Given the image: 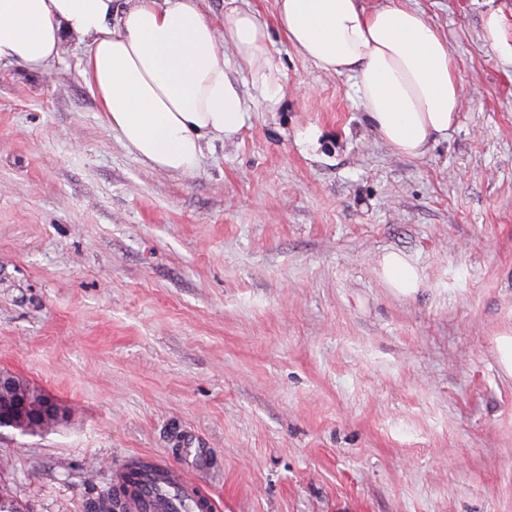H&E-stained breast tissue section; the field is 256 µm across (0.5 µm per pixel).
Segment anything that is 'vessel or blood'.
Here are the masks:
<instances>
[{"label":"vessel or blood","mask_w":512,"mask_h":512,"mask_svg":"<svg viewBox=\"0 0 512 512\" xmlns=\"http://www.w3.org/2000/svg\"><path fill=\"white\" fill-rule=\"evenodd\" d=\"M175 460L150 458L149 468L139 470L136 484L122 501L123 512H170L182 501V512H218L219 503L205 478L216 466L208 448L194 447L190 438H181Z\"/></svg>","instance_id":"obj_1"}]
</instances>
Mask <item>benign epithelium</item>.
<instances>
[{"instance_id":"benign-epithelium-1","label":"benign epithelium","mask_w":512,"mask_h":512,"mask_svg":"<svg viewBox=\"0 0 512 512\" xmlns=\"http://www.w3.org/2000/svg\"><path fill=\"white\" fill-rule=\"evenodd\" d=\"M7 406L0 407V429L27 431L39 426L55 427L66 416V409L53 399L38 394L16 375L0 371V397Z\"/></svg>"}]
</instances>
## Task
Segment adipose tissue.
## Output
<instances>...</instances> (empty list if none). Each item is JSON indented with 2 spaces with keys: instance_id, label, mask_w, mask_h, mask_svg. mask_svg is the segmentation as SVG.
<instances>
[{
  "instance_id": "ef3b65f1",
  "label": "adipose tissue",
  "mask_w": 512,
  "mask_h": 512,
  "mask_svg": "<svg viewBox=\"0 0 512 512\" xmlns=\"http://www.w3.org/2000/svg\"><path fill=\"white\" fill-rule=\"evenodd\" d=\"M203 0H0V64L44 73L73 38L81 75L108 126L149 166L183 172L212 140L235 137L251 108L231 78L244 65L267 111L285 98L280 52L258 12L233 6L221 21ZM288 44L322 72L352 76L379 138L407 158L447 138L463 87L447 42L402 0H274ZM378 275L410 297L421 269L384 254Z\"/></svg>"
}]
</instances>
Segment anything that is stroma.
I'll list each match as a JSON object with an SVG mask.
<instances>
[{
    "mask_svg": "<svg viewBox=\"0 0 512 512\" xmlns=\"http://www.w3.org/2000/svg\"><path fill=\"white\" fill-rule=\"evenodd\" d=\"M406 3L465 88L417 159L276 32L279 109L184 172L123 146L76 46L0 65V370L68 411L0 434L28 512H89L181 433L217 456L222 512H512V62L484 39L493 5L512 39V0ZM389 251L413 297L381 282ZM378 275L387 288L403 297H412L421 288V269L402 253L388 252L380 262Z\"/></svg>",
    "mask_w": 512,
    "mask_h": 512,
    "instance_id": "obj_1",
    "label": "stroma"
}]
</instances>
